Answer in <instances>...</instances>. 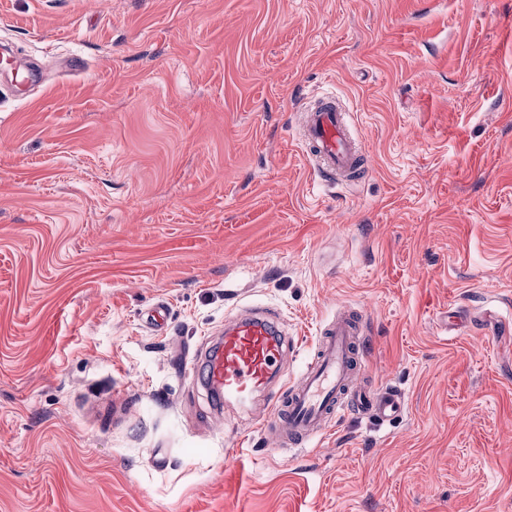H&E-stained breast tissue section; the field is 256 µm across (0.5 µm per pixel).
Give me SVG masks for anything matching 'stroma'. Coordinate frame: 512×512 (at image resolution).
<instances>
[{
  "label": "stroma",
  "mask_w": 512,
  "mask_h": 512,
  "mask_svg": "<svg viewBox=\"0 0 512 512\" xmlns=\"http://www.w3.org/2000/svg\"><path fill=\"white\" fill-rule=\"evenodd\" d=\"M4 45L0 512H512V0H0ZM324 91L361 181L296 140ZM342 305L393 420L273 450L192 374L255 306L297 374Z\"/></svg>",
  "instance_id": "1"
}]
</instances>
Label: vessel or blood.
I'll return each instance as SVG.
<instances>
[{
  "instance_id": "vessel-or-blood-1",
  "label": "vessel or blood",
  "mask_w": 512,
  "mask_h": 512,
  "mask_svg": "<svg viewBox=\"0 0 512 512\" xmlns=\"http://www.w3.org/2000/svg\"><path fill=\"white\" fill-rule=\"evenodd\" d=\"M299 142L306 159L328 182L362 179L366 158L334 98L304 107ZM291 344L267 316L241 318L224 330L206 358L203 381L222 401L245 404L265 397L261 432L279 447H304L324 436L328 422L353 412L380 421L400 413L403 400L388 388L359 385L366 361L365 319L352 307L338 311L315 341V353L297 378L286 380Z\"/></svg>"
}]
</instances>
